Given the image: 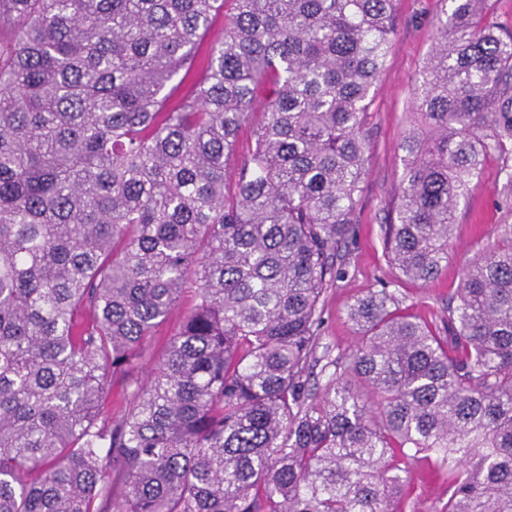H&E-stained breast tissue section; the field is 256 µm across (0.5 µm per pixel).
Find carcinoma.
<instances>
[{"instance_id":"1","label":"carcinoma","mask_w":512,"mask_h":512,"mask_svg":"<svg viewBox=\"0 0 512 512\" xmlns=\"http://www.w3.org/2000/svg\"><path fill=\"white\" fill-rule=\"evenodd\" d=\"M224 2L0 0V512H393L425 460L432 512H512V246L463 267L448 337L384 285L317 357L394 0ZM450 3L384 238L423 283L488 157L512 201V32ZM194 300V287L192 284H187L186 289L182 293L175 310L157 329L154 337L146 345L142 365L136 372L139 380L142 381L145 378L146 371L148 370L149 366L159 358L168 339L176 331L182 317L192 308ZM126 382L122 377H116L112 385V394L106 401L105 411L112 417H121L128 409L126 394L124 392Z\"/></svg>"}]
</instances>
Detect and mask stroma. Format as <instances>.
<instances>
[{
	"label": "stroma",
	"instance_id": "stroma-1",
	"mask_svg": "<svg viewBox=\"0 0 512 512\" xmlns=\"http://www.w3.org/2000/svg\"><path fill=\"white\" fill-rule=\"evenodd\" d=\"M443 8L442 0H398L396 4V30L368 120L370 157L354 217L355 235L342 250L346 276L326 294L321 343L335 356L356 347L360 335L346 313L369 289L388 286L407 313L440 332L448 316V297L458 285L465 261L482 248L512 244V206L499 193L503 175L499 161L492 158L458 207L448 267L437 280L426 284L406 280L385 256L384 229L402 170L397 145L411 118L414 84L435 40L434 20ZM194 300L193 287H186L175 310L146 345L138 377H145L146 366L159 358ZM405 479L406 493L396 505L397 512H429L448 497L447 475L432 465L420 464Z\"/></svg>",
	"mask_w": 512,
	"mask_h": 512
}]
</instances>
